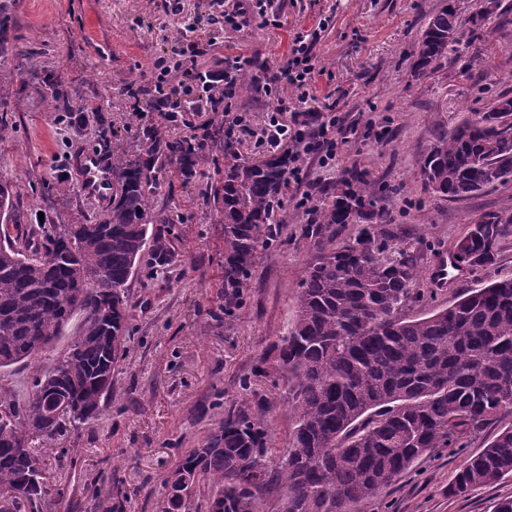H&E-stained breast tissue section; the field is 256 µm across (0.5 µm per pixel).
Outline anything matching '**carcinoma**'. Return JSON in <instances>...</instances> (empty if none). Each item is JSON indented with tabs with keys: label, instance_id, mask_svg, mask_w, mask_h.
Returning a JSON list of instances; mask_svg holds the SVG:
<instances>
[{
	"label": "carcinoma",
	"instance_id": "obj_1",
	"mask_svg": "<svg viewBox=\"0 0 512 512\" xmlns=\"http://www.w3.org/2000/svg\"><path fill=\"white\" fill-rule=\"evenodd\" d=\"M11 5L0 0V54L8 51ZM457 8L445 4L414 46V68L435 69L459 42ZM61 78L43 80L57 111L83 112ZM134 159L112 155V201L91 219L58 224L49 212L30 238L17 195L0 177V367L34 357L64 334L76 315L78 333L66 353L34 371L26 403L0 399V512H21L47 494L33 434L52 437L66 423L98 416L112 394V372L127 343V283L146 257L151 267L175 253L151 224L164 174L183 180L202 167L203 151L223 156L224 169L205 193L224 225V309L240 307L256 261L283 222V193L299 153L260 162L240 157L224 139V123L203 147L168 139L145 123ZM494 142L497 151L486 150ZM425 190L461 201L512 182V95L501 93L427 149L420 164ZM382 192L365 172L343 178L322 201L302 236L315 254L296 296V320L276 345V377L288 387L287 446L272 443L265 410L228 413L199 448L188 449L167 477L157 512H179L201 486L206 512H265L261 494L277 481L288 512H355L438 448H465L488 428L512 418V277L471 288L450 306L423 317L404 309L416 297L417 261L388 255L395 234L383 229ZM512 214H486L453 249L468 268L496 262ZM62 408V414L55 413ZM279 456L276 471L267 461ZM512 475V422L469 457L453 494Z\"/></svg>",
	"mask_w": 512,
	"mask_h": 512
}]
</instances>
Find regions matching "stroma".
Instances as JSON below:
<instances>
[{
    "label": "stroma",
    "instance_id": "obj_1",
    "mask_svg": "<svg viewBox=\"0 0 512 512\" xmlns=\"http://www.w3.org/2000/svg\"><path fill=\"white\" fill-rule=\"evenodd\" d=\"M229 2L179 0L174 15L158 11L154 0H14L8 52L0 59V117L9 129L0 139V177L15 183L21 215L51 206L68 223L99 211L98 201L84 194L82 158L97 155L108 169L113 152L138 151V119L126 89L146 85L177 32L215 39L196 71L223 70L225 59L239 54L274 68L296 33L329 16L333 27L313 49L321 74L312 93L301 103L292 88L280 91L289 109L278 116L285 133L276 145L262 142L261 131L278 100L239 95L237 106L248 110L251 124L231 131L242 154L251 160L280 154L297 131L294 108L317 112L335 101L343 124L368 123L372 130L351 139L315 174L312 200L322 201L326 189L355 170L379 184L386 223L421 271L416 287L423 298L411 314L448 307L466 289L512 275L511 233L493 266L449 271L443 288L435 280L439 254L451 250L469 221L512 213V183L451 202L425 191L418 175L424 150L439 134L499 93H512V17L494 12L474 24L478 0H455L460 43L436 69L419 75L413 49L444 0H275L282 28L241 30L218 21ZM55 76L76 100L98 107L83 130L62 123L43 99L41 79ZM215 178L210 163L191 182L168 175L158 200L167 221L153 231L175 236L176 257L162 270L137 267L128 283L130 339L113 374L114 396L102 401L99 416L33 439L47 482L35 512H155L184 451L201 445L241 407L266 404L274 441L287 439L286 392L264 372L294 320L298 285L315 252L301 228L313 215L285 204L289 222L260 254L240 310L225 314L224 227L204 201ZM63 184L65 197L58 193ZM79 324L72 319L65 336L33 359L0 368V399L25 403L35 369L65 353ZM497 432L493 426L469 447L436 450L356 512H493L499 499L512 497V476L458 495L448 487L466 458Z\"/></svg>",
    "mask_w": 512,
    "mask_h": 512
}]
</instances>
